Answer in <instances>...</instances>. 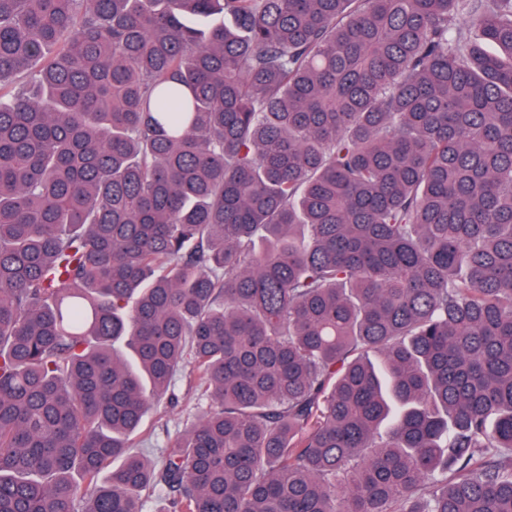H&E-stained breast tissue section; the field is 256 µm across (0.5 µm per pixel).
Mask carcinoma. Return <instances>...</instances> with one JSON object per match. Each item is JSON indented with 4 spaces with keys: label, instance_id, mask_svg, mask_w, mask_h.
<instances>
[{
    "label": "carcinoma",
    "instance_id": "cac0c4a2",
    "mask_svg": "<svg viewBox=\"0 0 512 512\" xmlns=\"http://www.w3.org/2000/svg\"><path fill=\"white\" fill-rule=\"evenodd\" d=\"M152 498L512 512V0H0V512ZM193 405L180 404L177 408H170L161 403L153 409L147 418V430L152 432L153 442L164 446L180 431L182 421L186 414L192 410ZM194 411V410H192Z\"/></svg>",
    "mask_w": 512,
    "mask_h": 512
}]
</instances>
